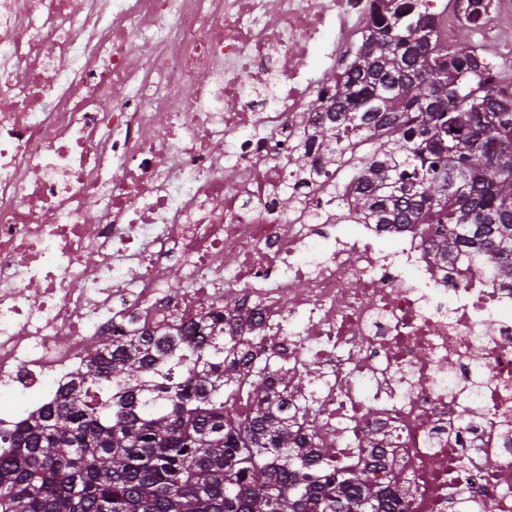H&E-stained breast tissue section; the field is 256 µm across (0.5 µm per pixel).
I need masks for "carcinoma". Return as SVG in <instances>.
<instances>
[{"instance_id": "cac0c4a2", "label": "carcinoma", "mask_w": 512, "mask_h": 512, "mask_svg": "<svg viewBox=\"0 0 512 512\" xmlns=\"http://www.w3.org/2000/svg\"><path fill=\"white\" fill-rule=\"evenodd\" d=\"M470 27L439 32L424 0H372L325 121L288 148L307 174L321 149L356 170L336 220L414 224L435 258L465 253L512 283V77L487 66ZM113 329L38 415L0 429V512H399L381 455L336 463L335 435L288 415L305 385L265 345Z\"/></svg>"}]
</instances>
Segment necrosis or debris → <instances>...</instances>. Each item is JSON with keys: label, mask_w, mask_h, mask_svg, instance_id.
I'll return each mask as SVG.
<instances>
[{"label": "necrosis or debris", "mask_w": 512, "mask_h": 512, "mask_svg": "<svg viewBox=\"0 0 512 512\" xmlns=\"http://www.w3.org/2000/svg\"><path fill=\"white\" fill-rule=\"evenodd\" d=\"M368 12L0 0V409L36 414L113 327L243 310L308 375L305 427L342 460L382 450L406 512H448L455 488L463 512H512V288L466 254L436 265L415 227L335 223L343 172L284 162ZM478 37L512 59V0H489Z\"/></svg>", "instance_id": "obj_1"}]
</instances>
